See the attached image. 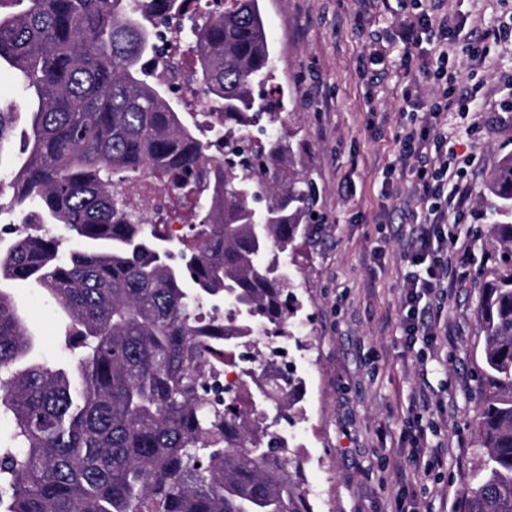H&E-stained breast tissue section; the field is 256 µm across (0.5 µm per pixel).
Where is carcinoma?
<instances>
[{
    "mask_svg": "<svg viewBox=\"0 0 512 512\" xmlns=\"http://www.w3.org/2000/svg\"><path fill=\"white\" fill-rule=\"evenodd\" d=\"M195 0H0V63L29 109L13 184L21 231L0 251V281L42 289L68 318L67 358L33 341L0 287V512H310L298 455L266 423L294 408V377L252 368L244 404L212 397V367L266 327L288 335L297 282L286 265L314 207L299 143L278 127L284 101L259 0L199 16L189 85L203 89L196 134L166 74L144 63L156 23ZM264 115L270 134L251 146ZM16 113L0 111V145ZM187 202L206 194L193 242L168 261L165 237L133 191ZM489 211L512 214V155ZM489 233L508 269L480 295L484 336L476 426L483 452L467 512H512V224ZM70 249L61 250L63 243Z\"/></svg>",
    "mask_w": 512,
    "mask_h": 512,
    "instance_id": "1",
    "label": "carcinoma"
}]
</instances>
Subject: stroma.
<instances>
[{"label":"stroma","instance_id":"stroma-1","mask_svg":"<svg viewBox=\"0 0 512 512\" xmlns=\"http://www.w3.org/2000/svg\"><path fill=\"white\" fill-rule=\"evenodd\" d=\"M459 14L485 63L460 57L458 82L476 90L470 112H443L448 139L468 157L472 193L456 228L470 247L462 284L440 317L447 336L408 341L403 332L405 259L418 162L399 136L438 96L430 56L407 49L399 0H261L276 82L289 106L285 127L317 189V222L292 268L299 331L285 337L303 380L301 415L312 431L299 455L312 512H464V483L480 448L472 421L480 394L483 338L474 309L499 269L486 234L490 177L512 154V0H444ZM0 107L17 111L0 150V202L24 158L27 105L14 71L0 66ZM37 354L61 358L65 316L31 284L11 281ZM432 402L414 405L420 386ZM427 430L423 452L408 432Z\"/></svg>","mask_w":512,"mask_h":512}]
</instances>
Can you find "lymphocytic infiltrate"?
<instances>
[{"mask_svg":"<svg viewBox=\"0 0 512 512\" xmlns=\"http://www.w3.org/2000/svg\"><path fill=\"white\" fill-rule=\"evenodd\" d=\"M401 5L407 13L402 27L405 44L415 46L420 40H427L433 50L434 77L441 85L442 100L446 106L455 105L460 111H469L473 100L468 90L457 87L452 71L454 57L465 53L475 65L481 64L482 57L471 44L461 43V20L457 15L440 13L438 5H423L422 0H401ZM441 108L431 107L423 114L420 124L407 129L403 137L408 156L433 157L432 164L420 170L416 182V192L427 204L428 216L414 225L407 255L415 267L406 278V300L414 305L407 317V329L413 336L434 335L435 321L430 320L426 310L417 309L416 304L424 299L439 301L447 297L456 288L459 270L470 256L469 248L460 246L457 235L446 227L449 212L463 213L470 205V197L458 181V168L451 166L444 150L448 140L439 130ZM420 264L426 267L421 274L416 271Z\"/></svg>","mask_w":512,"mask_h":512,"instance_id":"obj_1","label":"lymphocytic infiltrate"}]
</instances>
